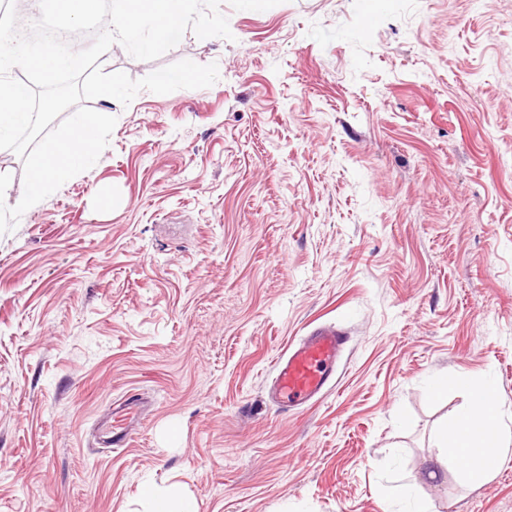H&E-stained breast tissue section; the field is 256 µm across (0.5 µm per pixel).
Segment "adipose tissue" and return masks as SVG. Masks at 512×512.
I'll return each instance as SVG.
<instances>
[{"instance_id": "obj_1", "label": "adipose tissue", "mask_w": 512, "mask_h": 512, "mask_svg": "<svg viewBox=\"0 0 512 512\" xmlns=\"http://www.w3.org/2000/svg\"><path fill=\"white\" fill-rule=\"evenodd\" d=\"M469 390L470 404L456 414L448 426L439 431L445 447L444 454L449 461L457 463L458 470L466 480L479 483L492 476L502 454L503 438L499 426L495 389L492 381H484L481 386H472L469 379L456 377L452 379H437L431 385L434 395H442L448 387ZM490 447V461L487 464L468 465L463 461V455L469 449Z\"/></svg>"}]
</instances>
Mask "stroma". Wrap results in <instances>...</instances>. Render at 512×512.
<instances>
[{
    "mask_svg": "<svg viewBox=\"0 0 512 512\" xmlns=\"http://www.w3.org/2000/svg\"><path fill=\"white\" fill-rule=\"evenodd\" d=\"M207 88L129 105L0 235V512H512V454L464 483L438 430L493 380L512 445V0H222ZM350 336L311 408L266 399L314 326ZM143 393L129 447L98 443Z\"/></svg>",
    "mask_w": 512,
    "mask_h": 512,
    "instance_id": "obj_1",
    "label": "stroma"
}]
</instances>
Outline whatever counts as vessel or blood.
I'll use <instances>...</instances> for the list:
<instances>
[{
    "mask_svg": "<svg viewBox=\"0 0 512 512\" xmlns=\"http://www.w3.org/2000/svg\"><path fill=\"white\" fill-rule=\"evenodd\" d=\"M348 343L345 331L329 324L316 327L292 343L275 363L267 390L280 407L297 408L321 399L332 387L336 366ZM147 403L139 393H127L112 408L105 446L125 447L146 416Z\"/></svg>",
    "mask_w": 512,
    "mask_h": 512,
    "instance_id": "vessel-or-blood-1",
    "label": "vessel or blood"
}]
</instances>
